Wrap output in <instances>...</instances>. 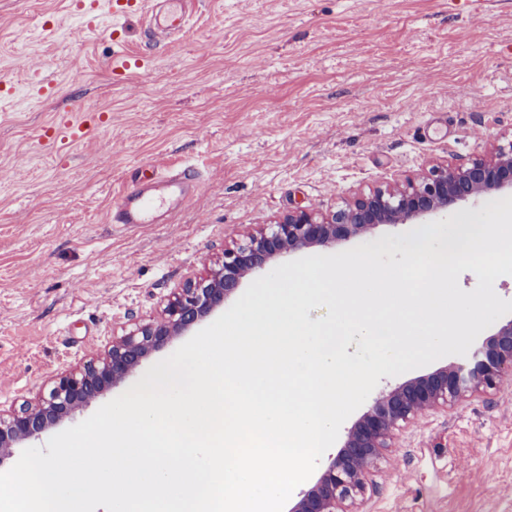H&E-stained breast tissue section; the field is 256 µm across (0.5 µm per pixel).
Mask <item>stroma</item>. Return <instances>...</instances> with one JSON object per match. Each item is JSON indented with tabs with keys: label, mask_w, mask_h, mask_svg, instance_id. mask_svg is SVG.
Wrapping results in <instances>:
<instances>
[{
	"label": "stroma",
	"mask_w": 512,
	"mask_h": 512,
	"mask_svg": "<svg viewBox=\"0 0 512 512\" xmlns=\"http://www.w3.org/2000/svg\"><path fill=\"white\" fill-rule=\"evenodd\" d=\"M111 24L76 37L70 0H0L5 409L160 318L247 230L512 132V0H197L178 37L149 39L133 15L115 41ZM114 54L137 67L111 69ZM153 164L196 165L200 185L167 222L112 223ZM358 501L512 512V380L405 425Z\"/></svg>",
	"instance_id": "1"
}]
</instances>
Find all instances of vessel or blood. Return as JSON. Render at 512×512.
<instances>
[{
  "instance_id": "obj_1",
  "label": "vessel or blood",
  "mask_w": 512,
  "mask_h": 512,
  "mask_svg": "<svg viewBox=\"0 0 512 512\" xmlns=\"http://www.w3.org/2000/svg\"><path fill=\"white\" fill-rule=\"evenodd\" d=\"M188 4L189 0H110L109 10L117 23L132 13L143 15L148 22L149 35L155 36L184 32L192 20ZM149 182V188L133 190L114 202V223L129 226L154 223L161 205L188 200L199 182V174L189 165L167 170L157 167Z\"/></svg>"
}]
</instances>
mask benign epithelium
<instances>
[{
	"label": "benign epithelium",
	"instance_id": "obj_1",
	"mask_svg": "<svg viewBox=\"0 0 512 512\" xmlns=\"http://www.w3.org/2000/svg\"><path fill=\"white\" fill-rule=\"evenodd\" d=\"M512 190V133L500 136L489 154L462 164L436 165L428 175L376 187L344 201L327 214L297 208L272 224L246 232L224 249L206 276L190 280L168 300L162 317L137 323L112 345L56 374L34 402L0 408V463L16 445L35 441L51 427L74 420L153 353L224 307L243 283L272 271L282 256L333 249L367 236L382 224H417L445 219L461 205L489 192ZM512 373V319L459 362L408 379L381 392L347 429L343 445L329 458L316 483L290 512H355L358 493L381 450L397 432L426 413L498 389Z\"/></svg>",
	"mask_w": 512,
	"mask_h": 512
}]
</instances>
